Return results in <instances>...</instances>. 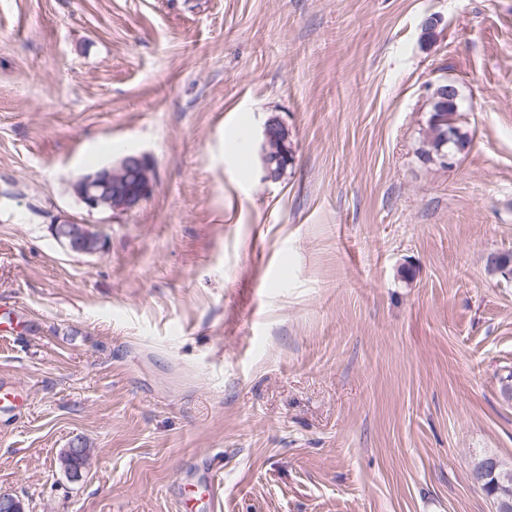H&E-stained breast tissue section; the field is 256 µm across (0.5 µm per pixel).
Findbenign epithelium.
Returning a JSON list of instances; mask_svg holds the SVG:
<instances>
[{
	"instance_id": "7a95c632",
	"label": "benign epithelium",
	"mask_w": 512,
	"mask_h": 512,
	"mask_svg": "<svg viewBox=\"0 0 512 512\" xmlns=\"http://www.w3.org/2000/svg\"><path fill=\"white\" fill-rule=\"evenodd\" d=\"M286 129L279 120L265 124L261 145L267 178L276 179L282 155L288 151V137H273L271 128ZM156 186V169L153 161L144 154H128L117 162L87 172L73 183V190L87 213H130L148 199ZM52 234L69 251L93 254L104 250L106 242L97 232L96 225L69 216L56 218L51 225Z\"/></svg>"
}]
</instances>
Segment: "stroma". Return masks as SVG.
Wrapping results in <instances>:
<instances>
[{
  "mask_svg": "<svg viewBox=\"0 0 512 512\" xmlns=\"http://www.w3.org/2000/svg\"><path fill=\"white\" fill-rule=\"evenodd\" d=\"M442 82L449 166L419 156ZM129 153L153 194L88 215L74 180ZM60 215L105 249L66 251ZM505 250L512 0H0V378L29 393L0 492L26 512H181L184 484L196 512H495L471 472L512 467ZM281 128L283 130L284 137H272L270 134L271 128ZM288 151V133L286 126L280 120H269L265 124L264 138L261 145V152L263 162L267 171V178L277 179L279 176L278 168L274 169L273 166L276 164L279 166V162ZM52 234L69 251L80 254H93L104 250L106 242L104 237L96 230V225L88 221H79L69 216L57 217L51 225ZM86 233H94L96 246L92 249H83Z\"/></svg>",
  "mask_w": 512,
  "mask_h": 512,
  "instance_id": "stroma-1",
  "label": "stroma"
}]
</instances>
